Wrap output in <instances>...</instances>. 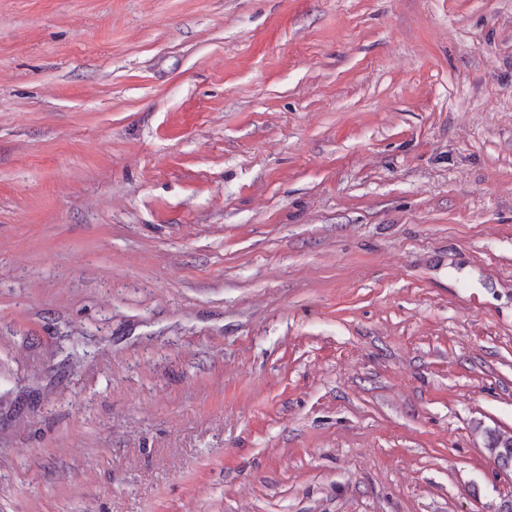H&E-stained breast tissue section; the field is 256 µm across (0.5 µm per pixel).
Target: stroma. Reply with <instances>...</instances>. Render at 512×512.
I'll return each instance as SVG.
<instances>
[{
  "mask_svg": "<svg viewBox=\"0 0 512 512\" xmlns=\"http://www.w3.org/2000/svg\"><path fill=\"white\" fill-rule=\"evenodd\" d=\"M512 0H0V512H497Z\"/></svg>",
  "mask_w": 512,
  "mask_h": 512,
  "instance_id": "35a3bbf8",
  "label": "stroma"
}]
</instances>
